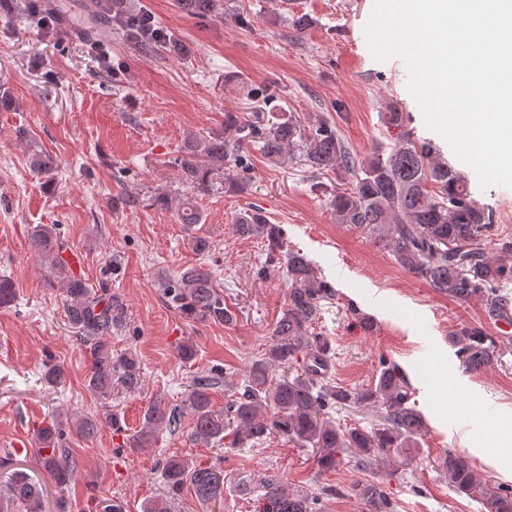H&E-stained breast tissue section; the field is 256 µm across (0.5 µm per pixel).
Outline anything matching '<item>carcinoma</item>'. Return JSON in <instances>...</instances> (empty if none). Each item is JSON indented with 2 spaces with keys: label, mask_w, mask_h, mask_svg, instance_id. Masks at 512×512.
<instances>
[{
  "label": "carcinoma",
  "mask_w": 512,
  "mask_h": 512,
  "mask_svg": "<svg viewBox=\"0 0 512 512\" xmlns=\"http://www.w3.org/2000/svg\"><path fill=\"white\" fill-rule=\"evenodd\" d=\"M182 5L204 16L224 14V0H179ZM93 33L109 30V19L123 20L130 42L143 52L158 45L146 35L139 22L141 10L127 0H112L107 14L103 0L89 5ZM301 136L293 120L266 128L255 121L241 122L233 112L224 114V131L210 132L189 140L179 159L180 181L198 193L224 187H238L239 180H250V167L243 162L240 149L246 141L259 143L262 153L277 157ZM307 160L324 168L361 170L350 188L334 190L332 207L336 223L367 230L382 240L395 262L422 277L448 296L467 301L484 298L488 317L495 320L512 310V295L505 291L512 282V241L491 237L492 213L480 205L469 191L466 177L430 142L407 139L388 155H376L357 167L353 152L327 120L305 136ZM54 160L47 153L32 158L37 174L52 181ZM239 170L238 177L225 172ZM183 224H199L203 216L189 198L178 205ZM234 232L244 238L267 242V262L285 260L288 276V304L270 332L265 353L250 362L241 389L234 392L226 412H218L211 402V390L220 381L219 368L195 378L183 403L165 410L151 404L140 430L130 435L129 447L148 448L163 429H180L184 415L192 417V435L207 444L224 441L230 431L232 442L246 447L277 433L288 441L317 449V463L323 469L340 464L339 453L348 452L362 463L383 457L391 448H405L427 430L424 416L410 403L408 387L398 369L382 364L372 387L352 390L322 383L328 369L331 343L315 331L320 302L331 296L330 285L319 269L303 253L288 247L280 225L270 222L258 208L238 213ZM31 247L47 269L48 285L60 286L69 324L76 330V341L90 357L85 387L99 401L101 412L75 423L84 440L96 437L104 428L122 430L120 413L112 411V392H140L144 386L138 357L131 352L112 351V326L119 313L112 309V297L98 294L78 274L65 257L69 247L55 224L33 228ZM167 302L185 318L198 322L229 324L235 320L224 305V295L216 290L212 272L203 265L189 267L175 277L162 280ZM458 348L467 369L475 371L492 362L496 343L477 327L464 326L449 338ZM299 371L292 377L275 371L293 364ZM44 383L54 389L66 380L63 366L49 358L42 373ZM373 404L383 413V423L370 431L358 427L342 429L325 418V410L349 404ZM41 467L53 483L64 489L73 481L74 466L70 449L61 442L58 423L51 422L38 432ZM448 485L457 493L477 496L492 512H512V492L489 480H480L470 462L448 454L439 464ZM168 493L178 495L191 486L197 500L208 505L224 495V469L215 465H190L177 456L162 464ZM262 512H311L309 495L284 487L275 478L262 484ZM360 495L385 512L383 491L374 485L362 487ZM25 512H43L41 484L23 470L13 471L8 479L7 497L0 501V512L11 504Z\"/></svg>",
  "instance_id": "1"
}]
</instances>
